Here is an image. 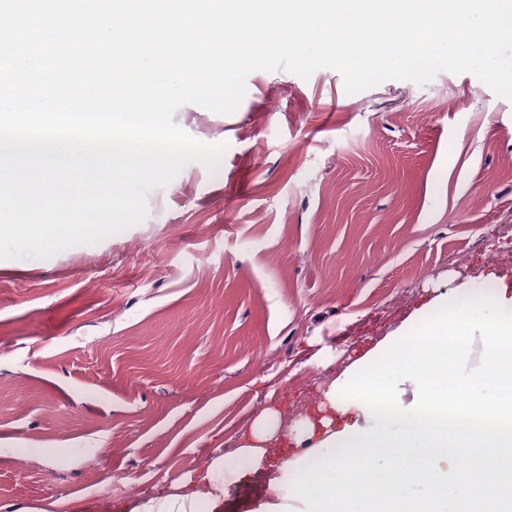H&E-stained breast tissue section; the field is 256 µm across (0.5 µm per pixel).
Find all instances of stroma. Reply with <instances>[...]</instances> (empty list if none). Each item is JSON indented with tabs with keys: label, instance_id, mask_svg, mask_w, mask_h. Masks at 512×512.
<instances>
[{
	"label": "stroma",
	"instance_id": "1",
	"mask_svg": "<svg viewBox=\"0 0 512 512\" xmlns=\"http://www.w3.org/2000/svg\"><path fill=\"white\" fill-rule=\"evenodd\" d=\"M223 144L146 219L46 259H0V512H108L193 476L266 407L294 425L321 362L512 255V101L469 73L350 95L341 74L257 71ZM267 497L224 473L223 512Z\"/></svg>",
	"mask_w": 512,
	"mask_h": 512
}]
</instances>
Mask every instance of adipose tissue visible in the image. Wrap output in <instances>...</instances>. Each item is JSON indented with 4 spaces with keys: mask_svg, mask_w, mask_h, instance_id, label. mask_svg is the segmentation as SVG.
I'll return each instance as SVG.
<instances>
[{
    "mask_svg": "<svg viewBox=\"0 0 512 512\" xmlns=\"http://www.w3.org/2000/svg\"><path fill=\"white\" fill-rule=\"evenodd\" d=\"M481 357H474L475 346ZM512 282L433 295L330 377L300 431L277 410L171 491L113 512H218L224 470L267 474L261 512H512Z\"/></svg>",
    "mask_w": 512,
    "mask_h": 512,
    "instance_id": "ef3b65f1",
    "label": "adipose tissue"
}]
</instances>
